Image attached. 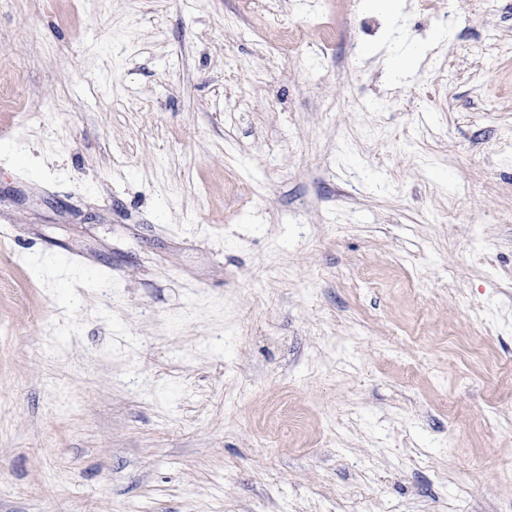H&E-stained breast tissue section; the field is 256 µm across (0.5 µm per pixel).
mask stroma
<instances>
[{"label": "stroma", "instance_id": "stroma-1", "mask_svg": "<svg viewBox=\"0 0 512 512\" xmlns=\"http://www.w3.org/2000/svg\"><path fill=\"white\" fill-rule=\"evenodd\" d=\"M274 6L0 0V512H512V0Z\"/></svg>", "mask_w": 512, "mask_h": 512}]
</instances>
